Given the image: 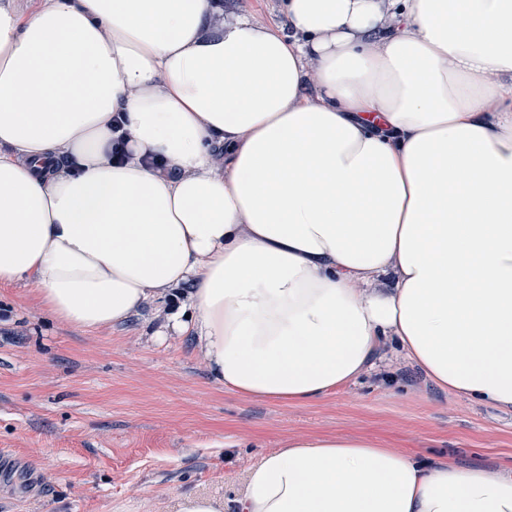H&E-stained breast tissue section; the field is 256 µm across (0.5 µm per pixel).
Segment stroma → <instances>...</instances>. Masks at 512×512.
I'll use <instances>...</instances> for the list:
<instances>
[{"mask_svg":"<svg viewBox=\"0 0 512 512\" xmlns=\"http://www.w3.org/2000/svg\"><path fill=\"white\" fill-rule=\"evenodd\" d=\"M279 4L223 11L287 35ZM164 322L159 305L84 331L48 315L33 284L0 286V512H178L188 494L228 506L248 466L293 436L512 469V409L435 387L394 346L323 399L258 401L215 384L192 337Z\"/></svg>","mask_w":512,"mask_h":512,"instance_id":"obj_1","label":"stroma"}]
</instances>
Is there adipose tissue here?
<instances>
[{
  "mask_svg": "<svg viewBox=\"0 0 512 512\" xmlns=\"http://www.w3.org/2000/svg\"><path fill=\"white\" fill-rule=\"evenodd\" d=\"M0 0V284L168 315L212 380L306 402L394 341L512 408V0ZM234 512H512V474L299 436ZM224 14L245 13L256 23L270 25L279 29L281 33L288 35L292 33L288 26V20L279 10V0H223Z\"/></svg>",
  "mask_w": 512,
  "mask_h": 512,
  "instance_id": "obj_1",
  "label": "adipose tissue"
}]
</instances>
